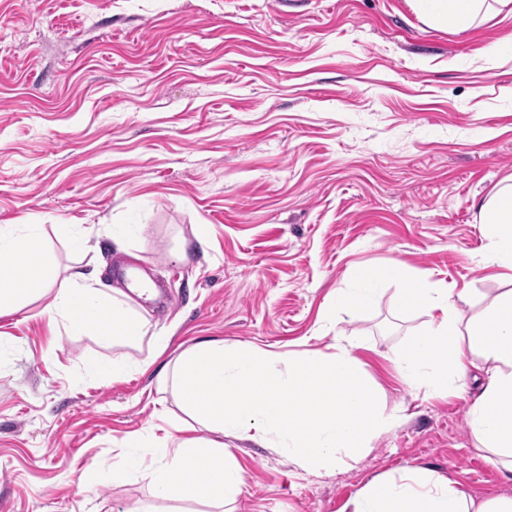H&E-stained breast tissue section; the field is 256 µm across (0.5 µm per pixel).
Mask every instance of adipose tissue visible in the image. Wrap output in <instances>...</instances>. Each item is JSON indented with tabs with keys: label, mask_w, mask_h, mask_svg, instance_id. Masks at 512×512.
<instances>
[{
	"label": "adipose tissue",
	"mask_w": 512,
	"mask_h": 512,
	"mask_svg": "<svg viewBox=\"0 0 512 512\" xmlns=\"http://www.w3.org/2000/svg\"><path fill=\"white\" fill-rule=\"evenodd\" d=\"M427 23L466 30L499 14L512 0H411ZM492 264L512 270V175L480 207ZM0 315L54 291L50 307L65 329H93L102 341L131 346L149 341L164 351L169 337L158 330L125 290L95 285L83 273L59 278L41 225L0 227ZM358 288L336 292L347 312L369 308L380 288L395 285L400 309H424L427 328L391 359L405 384L431 396L453 393L469 366L486 376L468 410L481 451L512 480V291L465 317L451 291L409 273L402 262L368 269ZM355 341L339 342L333 354L311 349L296 355L254 346L202 340L185 349L158 376L177 406L204 436H167L148 460L128 465L161 499L196 501L225 512L245 490L242 469L224 450L232 435L275 449L301 471L321 475L359 461L372 440L404 415L387 410L379 389L353 355ZM348 512H512V497L477 499L456 481L429 467H406L367 482L346 504Z\"/></svg>",
	"instance_id": "adipose-tissue-1"
}]
</instances>
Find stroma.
Listing matches in <instances>:
<instances>
[{"label": "stroma", "mask_w": 512, "mask_h": 512, "mask_svg": "<svg viewBox=\"0 0 512 512\" xmlns=\"http://www.w3.org/2000/svg\"><path fill=\"white\" fill-rule=\"evenodd\" d=\"M508 33L511 16L459 31L409 0H0V225H42L66 275L145 270L165 295L143 308L170 335L159 357L129 348L139 364L115 379L87 363L118 349L53 328L48 298L0 316V512H178L123 468L127 440L149 458L180 423L157 402L166 361L203 339L299 353L339 335L404 420L320 476L225 437L235 512H343L408 466L512 497L467 423L473 376L425 400L390 359L429 313L396 309L389 284L324 317L394 260L469 317L512 290L479 212L512 175V45L486 55Z\"/></svg>", "instance_id": "obj_1"}]
</instances>
